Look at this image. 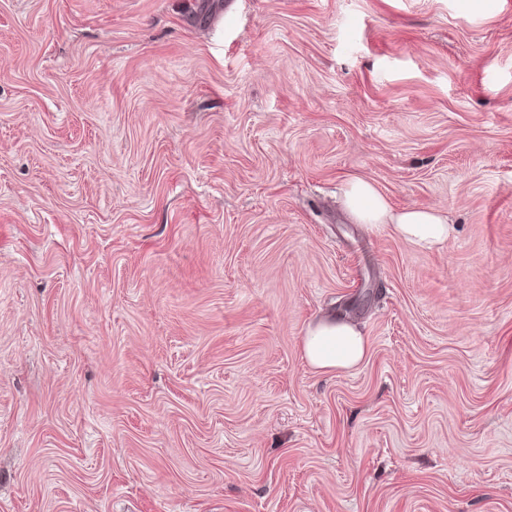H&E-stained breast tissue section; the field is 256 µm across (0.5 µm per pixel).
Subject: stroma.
<instances>
[{
    "mask_svg": "<svg viewBox=\"0 0 512 512\" xmlns=\"http://www.w3.org/2000/svg\"><path fill=\"white\" fill-rule=\"evenodd\" d=\"M0 512H512V0H0ZM342 192L345 209L359 224H389L398 237L423 246L443 243L451 233L448 219L436 210H394L369 180L349 179L343 183ZM301 349L307 364L324 373L350 371L366 357L368 342L351 323L325 319L307 328Z\"/></svg>",
    "mask_w": 512,
    "mask_h": 512,
    "instance_id": "35a3bbf8",
    "label": "stroma"
}]
</instances>
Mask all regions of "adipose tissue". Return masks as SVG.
Returning <instances> with one entry per match:
<instances>
[{
  "instance_id": "obj_1",
  "label": "adipose tissue",
  "mask_w": 512,
  "mask_h": 512,
  "mask_svg": "<svg viewBox=\"0 0 512 512\" xmlns=\"http://www.w3.org/2000/svg\"><path fill=\"white\" fill-rule=\"evenodd\" d=\"M343 204L360 224H387L394 233L411 243L432 246L447 241L451 226L446 217L433 209L410 207L393 209L376 185L353 178L342 186ZM303 357L315 371H349L366 357L368 342L351 323L325 319L307 328L301 342Z\"/></svg>"
}]
</instances>
